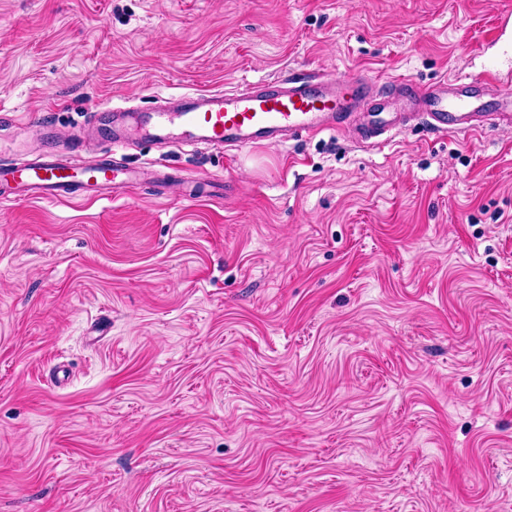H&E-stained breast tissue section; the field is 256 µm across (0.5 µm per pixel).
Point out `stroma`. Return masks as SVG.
I'll list each match as a JSON object with an SVG mask.
<instances>
[{"label":"stroma","mask_w":512,"mask_h":512,"mask_svg":"<svg viewBox=\"0 0 512 512\" xmlns=\"http://www.w3.org/2000/svg\"><path fill=\"white\" fill-rule=\"evenodd\" d=\"M509 8L0 0V158L44 117L476 75ZM110 152L181 176L0 203V512H512V129Z\"/></svg>","instance_id":"35a3bbf8"}]
</instances>
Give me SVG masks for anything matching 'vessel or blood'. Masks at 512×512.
I'll return each instance as SVG.
<instances>
[{"mask_svg": "<svg viewBox=\"0 0 512 512\" xmlns=\"http://www.w3.org/2000/svg\"><path fill=\"white\" fill-rule=\"evenodd\" d=\"M487 65L479 81L456 75L430 87L400 78L384 85L359 77L315 74L272 80L238 90L180 96V106L140 112L135 134L152 145L193 146L204 142L240 151L282 138L300 140L326 132L359 145L426 117L445 134L467 136L500 125L512 126V11L497 17L491 48L479 50ZM46 151L37 161H0V202L12 199L94 201L147 181L145 169L106 160H78L81 144L52 147L53 130L42 125Z\"/></svg>", "mask_w": 512, "mask_h": 512, "instance_id": "1", "label": "vessel or blood"}]
</instances>
